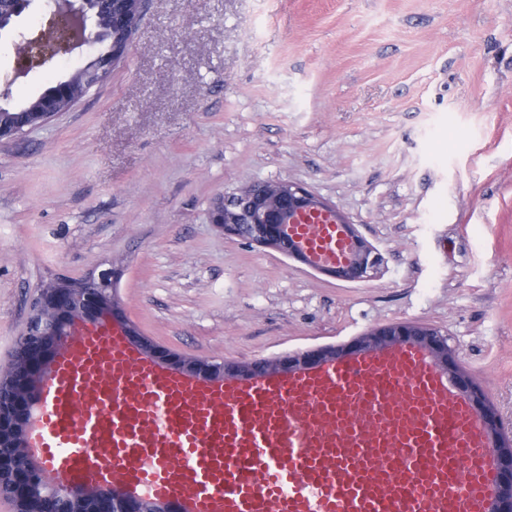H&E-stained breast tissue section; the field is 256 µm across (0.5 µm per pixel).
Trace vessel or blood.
<instances>
[{"mask_svg":"<svg viewBox=\"0 0 512 512\" xmlns=\"http://www.w3.org/2000/svg\"><path fill=\"white\" fill-rule=\"evenodd\" d=\"M296 230L343 259L333 224ZM29 455L64 486L185 512H489L488 432L414 345L213 382L145 358L107 321L76 324L41 385Z\"/></svg>","mask_w":512,"mask_h":512,"instance_id":"b4317fda","label":"vessel or blood"}]
</instances>
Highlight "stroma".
Masks as SVG:
<instances>
[{"mask_svg": "<svg viewBox=\"0 0 512 512\" xmlns=\"http://www.w3.org/2000/svg\"><path fill=\"white\" fill-rule=\"evenodd\" d=\"M18 102L89 47L14 78ZM304 186L378 250L345 282L211 222ZM117 272L126 318L181 356L272 359L413 323L512 431V0H145L125 60L0 143V373L38 286Z\"/></svg>", "mask_w": 512, "mask_h": 512, "instance_id": "obj_1", "label": "stroma"}]
</instances>
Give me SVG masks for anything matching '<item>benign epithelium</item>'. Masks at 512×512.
Segmentation results:
<instances>
[{"label":"benign epithelium","instance_id":"1","mask_svg":"<svg viewBox=\"0 0 512 512\" xmlns=\"http://www.w3.org/2000/svg\"><path fill=\"white\" fill-rule=\"evenodd\" d=\"M49 2L47 24L54 32L50 40L43 32L27 37L15 27L6 30V16L0 15V40L14 36L21 46L13 68L14 76L29 74L60 52H71L85 45L97 48L105 30L114 34L112 53L102 59L98 67L84 66L60 79L64 93L62 104L47 101L39 112L1 111L0 141L15 138L69 110L91 88L107 81L112 69L125 59L143 11V0H115L112 14L94 18L86 10L84 0ZM319 212L330 214L349 241V257L343 263H313L288 230V225ZM211 220L226 235L246 238L342 281H366L381 264L379 253L354 224L335 207L297 184L262 181L224 195L214 201ZM114 278L115 272L106 269L80 280L56 277L41 283L32 300L26 330L13 350L10 369L0 374V488L9 489L6 498L14 504L15 512H185L175 502L138 497L119 488L48 487L43 482L40 466L26 452L28 413L38 398L41 380L49 370L53 354L65 344L75 324L101 318L119 328L145 356L186 374L217 381L227 377L249 379L291 373L330 359L402 344L422 347L466 396L490 432L497 474V493L491 512H512V436L502 433L493 405L458 367L448 338L438 330L394 323L373 328L348 344L318 347L275 359L214 362L185 358L142 335L126 319L114 293Z\"/></svg>","mask_w":512,"mask_h":512}]
</instances>
